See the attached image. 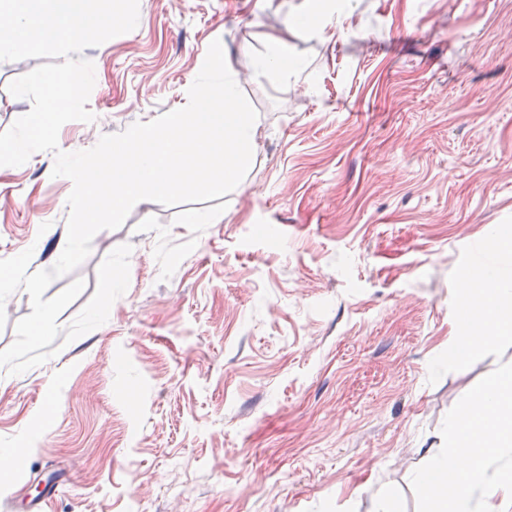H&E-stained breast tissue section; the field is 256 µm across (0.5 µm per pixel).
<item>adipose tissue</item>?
Wrapping results in <instances>:
<instances>
[{"label":"adipose tissue","mask_w":512,"mask_h":512,"mask_svg":"<svg viewBox=\"0 0 512 512\" xmlns=\"http://www.w3.org/2000/svg\"><path fill=\"white\" fill-rule=\"evenodd\" d=\"M463 305L470 321L456 327L448 338L449 349L460 363L495 343L496 327L512 324V272L501 265L484 269L475 286L466 290Z\"/></svg>","instance_id":"ef3b65f1"}]
</instances>
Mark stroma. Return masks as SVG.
Returning <instances> with one entry per match:
<instances>
[{
  "mask_svg": "<svg viewBox=\"0 0 512 512\" xmlns=\"http://www.w3.org/2000/svg\"><path fill=\"white\" fill-rule=\"evenodd\" d=\"M305 0H139L131 32L86 48L89 149L184 107L220 40L257 113L256 148L225 196L134 205L44 296L130 244L126 292L106 323L44 364L0 367V447L33 443L0 477V512H377L440 451L448 411L512 340L459 363L448 338L463 287L512 227V0H353L316 35ZM277 38L297 79L254 76ZM0 62V132L32 103L8 90L39 66ZM55 157L0 166V259L33 248L50 268L73 183ZM211 213L213 223H191Z\"/></svg>",
  "mask_w": 512,
  "mask_h": 512,
  "instance_id": "1",
  "label": "stroma"
}]
</instances>
